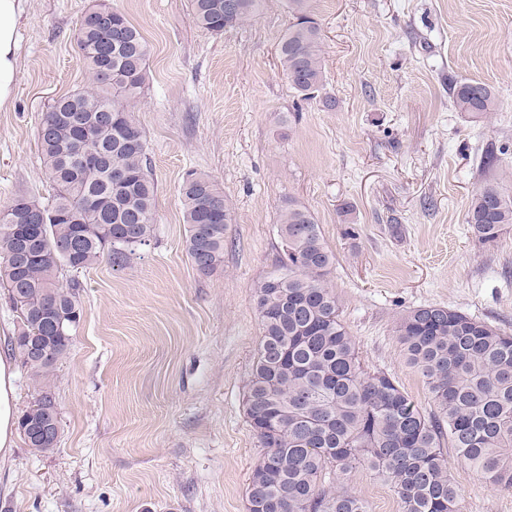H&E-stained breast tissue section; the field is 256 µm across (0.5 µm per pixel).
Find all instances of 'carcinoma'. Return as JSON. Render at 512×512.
<instances>
[{"label":"carcinoma","instance_id":"1","mask_svg":"<svg viewBox=\"0 0 512 512\" xmlns=\"http://www.w3.org/2000/svg\"><path fill=\"white\" fill-rule=\"evenodd\" d=\"M262 0H192L196 23L221 34L255 17ZM294 21L278 43L291 88L314 100L323 86L321 34L310 0H290ZM76 44L87 84L53 102L38 140L52 194L15 199L0 219V288L17 313L7 341L36 394L18 419L26 447L55 450L58 412L50 375L70 350L81 319L78 288L60 276L102 259L123 266L154 231L156 186L147 142L133 118L147 80L149 47L120 10L96 3L81 17ZM458 112L497 109L484 83L450 88ZM86 131L93 159L71 149ZM182 200L186 251L196 271L224 264L230 207L211 178L189 170ZM467 224L484 245L512 225V197L487 183L472 196ZM281 256L255 285L261 319L245 398L263 453L249 477L247 512H367L344 480L366 466L390 482L402 512H458L447 448L494 485L512 489V333L445 306L402 314L405 359L425 379L435 411L426 415L387 373L369 371L341 320L332 285L335 255L311 212L288 200L279 215ZM43 349L52 357L34 351Z\"/></svg>","mask_w":512,"mask_h":512}]
</instances>
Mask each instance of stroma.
<instances>
[{"label": "stroma", "instance_id": "obj_1", "mask_svg": "<svg viewBox=\"0 0 512 512\" xmlns=\"http://www.w3.org/2000/svg\"><path fill=\"white\" fill-rule=\"evenodd\" d=\"M94 0H25L17 86L0 108V209L52 192L42 115L83 87L78 20ZM149 45L133 117L157 186L154 233L122 268L78 273L82 319L51 391L54 452L17 443L0 462V512H247L262 450L245 394L262 326L255 286L279 258L287 201L305 206L336 257L341 319L368 370L390 374L424 412L428 388L396 333L440 305L512 332V227L488 246L466 215L495 179L512 195V0H312L328 110L290 88L277 45L288 0L215 35L191 0H111ZM478 80L497 112L455 111L449 79ZM494 170L479 165L488 144ZM208 174L231 206L224 264L197 273L181 186ZM460 512H512L503 490L448 454ZM368 512H401L389 482L358 468Z\"/></svg>", "mask_w": 512, "mask_h": 512}]
</instances>
